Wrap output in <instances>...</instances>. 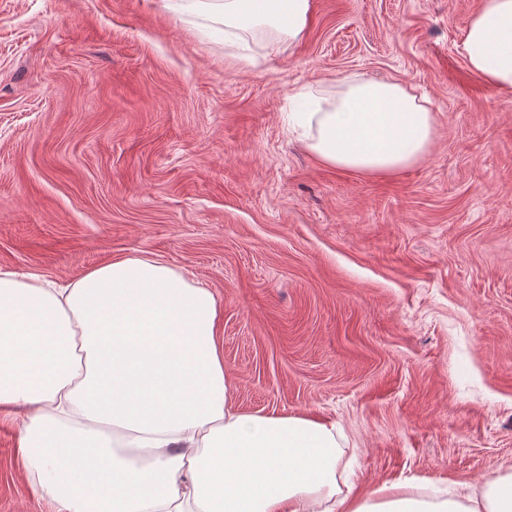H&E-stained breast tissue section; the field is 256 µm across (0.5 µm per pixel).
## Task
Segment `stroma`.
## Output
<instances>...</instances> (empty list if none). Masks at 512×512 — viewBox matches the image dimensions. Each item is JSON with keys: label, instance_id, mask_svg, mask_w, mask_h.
Instances as JSON below:
<instances>
[{"label": "stroma", "instance_id": "obj_1", "mask_svg": "<svg viewBox=\"0 0 512 512\" xmlns=\"http://www.w3.org/2000/svg\"><path fill=\"white\" fill-rule=\"evenodd\" d=\"M480 0H312L292 44L165 0H0V268L152 257L209 288L235 406L339 424L351 479L512 472V99L460 51ZM426 96L429 156L322 163L283 122L350 74ZM0 415V512H55Z\"/></svg>", "mask_w": 512, "mask_h": 512}]
</instances>
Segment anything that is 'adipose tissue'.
Listing matches in <instances>:
<instances>
[{
	"instance_id": "1",
	"label": "adipose tissue",
	"mask_w": 512,
	"mask_h": 512,
	"mask_svg": "<svg viewBox=\"0 0 512 512\" xmlns=\"http://www.w3.org/2000/svg\"><path fill=\"white\" fill-rule=\"evenodd\" d=\"M224 38L304 32L311 0H167ZM469 69L512 96V0H481L464 30ZM288 122L326 165L400 172L428 155L437 121L405 85L356 74L328 107L298 95ZM219 305L148 257L59 287L0 269V413L20 417L27 473L56 512H512V474L480 493L392 484L363 497L340 481V427L246 413L224 375Z\"/></svg>"
}]
</instances>
